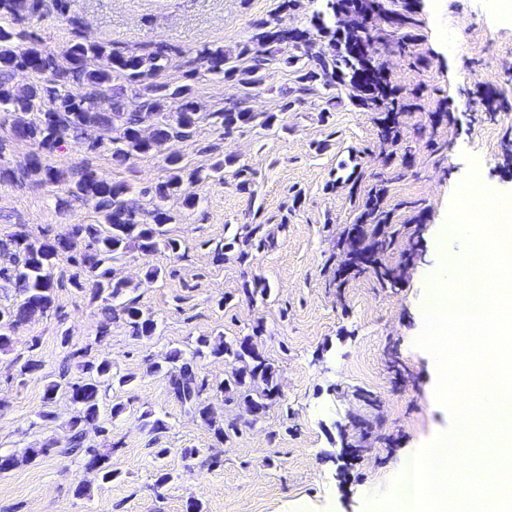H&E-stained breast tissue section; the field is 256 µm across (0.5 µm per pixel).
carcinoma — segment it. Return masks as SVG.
Listing matches in <instances>:
<instances>
[{"label":"carcinoma","instance_id":"obj_1","mask_svg":"<svg viewBox=\"0 0 512 512\" xmlns=\"http://www.w3.org/2000/svg\"><path fill=\"white\" fill-rule=\"evenodd\" d=\"M364 0H335L337 11L351 16L357 30L336 37V28L326 21V11L314 15L313 29H275L267 21L254 26L250 40L227 53L224 47L204 45L195 50L196 59L210 74L222 75L227 81L242 86L246 93L261 87L267 70L276 63L296 68L299 90L305 92L318 84L326 90L338 85L349 89L350 99L360 105H376L388 109L381 119L383 141H393L398 133L399 102L391 98L392 88L371 54L355 51L354 47L373 45L374 31L381 23L403 24L405 15L393 9L394 0H373L375 11L367 16ZM43 0H0V127H7L8 139L31 147V162L21 173L0 166V179L14 181L17 176L32 173L41 175V181L56 186L65 180L64 173L45 164V157L62 149L68 141L97 151L111 144L112 161L122 166L138 155L161 152V146L172 138L187 140L193 137L203 118L224 128V133L244 126L259 125L271 128L278 121L274 112H253L237 104L222 112L202 115L194 87L189 83L170 84L155 80L168 56L156 48L142 52L122 51L107 42H71L64 57L68 66L58 64L57 55L49 49H22L20 45L32 40L31 33L20 26L23 16L41 11ZM331 41L333 50L315 55V64L302 61L314 44L315 36ZM24 68L37 77V81L18 88L11 84L15 72ZM84 86L81 94H74L70 85ZM34 118L28 119L26 115ZM115 131L117 136L109 142L93 136L96 131ZM168 172L165 180L139 191L134 196L124 183L101 180L90 166L85 165L72 173L69 196L92 204L100 217L97 224H77L52 238H35L25 225L0 239V254L9 256L11 265L0 266V281L11 283L19 297L12 306L0 309V351L12 346L14 329L45 315L54 304V282L51 270L60 261L72 263L77 271L69 278L71 287L83 290L91 285L93 298L105 302L103 311L114 310L111 302L123 298L129 283L110 277V264L132 251L150 254L164 250L179 253L180 240L167 236L165 226L175 217L166 202L181 194L184 177L200 179L201 173L185 174L181 157L164 156ZM235 168L240 190L248 191L253 179L245 166H236L230 156L220 158L211 167L210 177L220 178L226 168ZM376 207L367 209L364 220L352 225L340 245L341 259L337 272L363 273L369 269L380 278L393 283L400 272L382 266L381 257L392 248L401 234L395 224H374ZM260 227L245 236L224 245L215 252L216 260H224V251L237 250L241 262L253 252L272 245L267 237L258 235ZM86 241L84 252L75 255L76 241ZM131 334L149 337L157 328L156 319L129 301L121 306ZM206 355L223 358L231 367L217 391L224 401L240 400L257 419L262 418L280 397L276 369L259 352L253 337H237L227 341L223 336H201L190 352L174 348L161 363H155L151 372L163 375L169 391L182 407L193 413L215 438L224 439L238 433L234 421L218 419L212 402L205 396L207 385L200 380L195 361ZM84 377L76 381L51 380L45 389V400L52 401L63 394L76 405L78 415L71 421L72 434L64 453L84 456L86 469L95 471L102 480H112L107 455L84 446L83 425L99 421L101 391L113 383H126L114 379L109 360L86 362L82 365ZM55 442L40 448H29L21 458L10 455L8 464L0 470L8 472L21 461L37 455H47Z\"/></svg>","mask_w":512,"mask_h":512}]
</instances>
